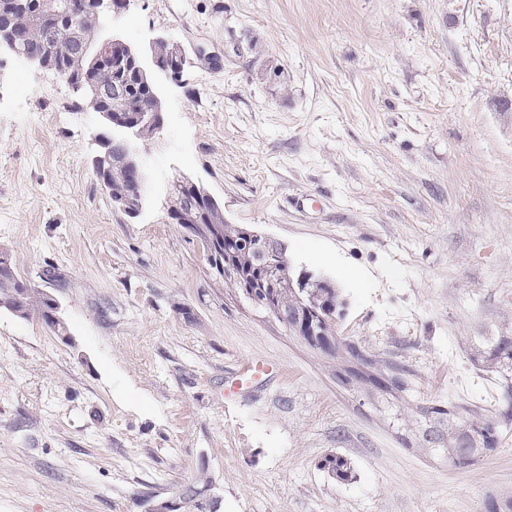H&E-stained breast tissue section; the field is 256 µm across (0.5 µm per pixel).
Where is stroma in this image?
<instances>
[{
	"instance_id": "35a3bbf8",
	"label": "stroma",
	"mask_w": 512,
	"mask_h": 512,
	"mask_svg": "<svg viewBox=\"0 0 512 512\" xmlns=\"http://www.w3.org/2000/svg\"><path fill=\"white\" fill-rule=\"evenodd\" d=\"M186 57L140 153L138 215L94 170L96 112L0 52V248L71 342L0 311V512H145L208 472L224 512H485L512 432L467 468L414 411L497 419L482 337L512 336V0H133L106 20ZM188 177L228 223L335 283L337 339L403 391L381 402L289 335L169 223ZM55 267L59 281H41ZM275 372L236 395L242 360ZM347 457L353 478L321 469Z\"/></svg>"
}]
</instances>
